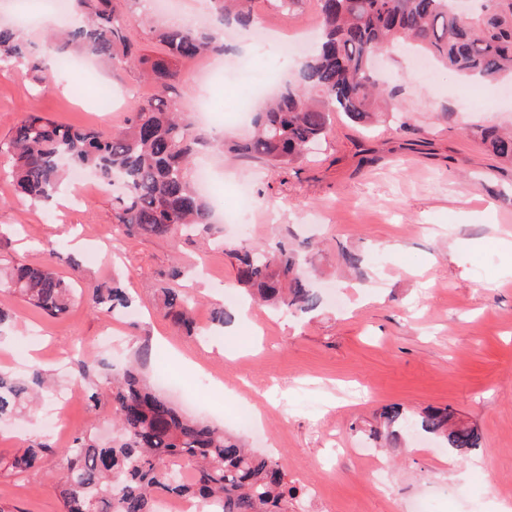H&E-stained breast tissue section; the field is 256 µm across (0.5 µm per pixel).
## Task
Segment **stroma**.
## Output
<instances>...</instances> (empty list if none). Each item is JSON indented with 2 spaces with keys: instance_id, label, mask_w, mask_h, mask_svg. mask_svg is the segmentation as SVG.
<instances>
[{
  "instance_id": "35a3bbf8",
  "label": "stroma",
  "mask_w": 512,
  "mask_h": 512,
  "mask_svg": "<svg viewBox=\"0 0 512 512\" xmlns=\"http://www.w3.org/2000/svg\"><path fill=\"white\" fill-rule=\"evenodd\" d=\"M257 25L228 28L224 56L181 62L184 106L195 127L208 129L204 110H223L224 139L244 141L258 111L247 87L268 68L291 78L300 56L280 43L309 47L319 26L317 0H303L282 16L274 0H256ZM250 65L230 85L205 79L215 63ZM378 78L400 103L409 130L393 120L366 129L337 115L322 144L288 169L271 172L258 158L201 152L224 180L223 248L200 238L122 239L112 234V194L92 191L74 204L72 190L56 201L15 198L7 160L0 156V266L40 264L39 243L59 246L55 270L70 276L79 261L91 284L120 275L136 300L127 316L90 311L75 302L51 318L18 296L0 292V307L19 319L0 334V368L34 365L61 385L83 387L76 362L97 363L99 374L133 358L142 342L144 368L159 393L187 415L242 437L273 456L288 478L314 487L302 512H413L429 501L435 512H499L512 494V165L498 161L467 128L512 129V83L496 86L462 79L441 67L415 69L410 52L385 54ZM141 69L113 70L102 60L80 62L55 74L39 91L24 67L0 73V140L22 114L37 112L76 127L110 132L124 127L135 104L155 94ZM245 182L259 207L239 209L232 189ZM313 243L309 270L322 303L309 313L251 303L228 251L256 244ZM358 258L350 268L347 255ZM181 261L189 274L181 288L200 299L198 326L211 325L214 304L227 302L230 328L202 341L174 328L161 313L160 290ZM250 304L249 317L239 316ZM121 330L114 350L102 336ZM195 367H187L185 358ZM262 405V419L240 427V407ZM406 416L452 408L482 436L468 456L452 454L434 435L399 429L375 438L385 407ZM52 400L16 420L0 423V457L39 442L60 448L75 437H112V404L89 409L76 396L63 432L52 431ZM62 459H44L35 474H0V512H63L58 477Z\"/></svg>"
}]
</instances>
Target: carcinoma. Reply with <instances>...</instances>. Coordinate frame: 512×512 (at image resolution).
Instances as JSON below:
<instances>
[{"mask_svg":"<svg viewBox=\"0 0 512 512\" xmlns=\"http://www.w3.org/2000/svg\"><path fill=\"white\" fill-rule=\"evenodd\" d=\"M455 0H319L320 43L301 65L297 79L282 85L254 118V135L229 145L221 138L192 132L173 63L227 50L219 30L249 25L255 0H211L213 27H161L157 39L165 57L145 72L161 92L133 106L125 126L113 133L86 131L39 113L16 121L11 137L0 143L18 195L33 203L50 200L64 181L65 166L96 172L105 186L123 185L115 196L112 219L127 237L175 239L203 235L223 238L208 200L192 177L193 158L202 148L262 159L286 167L324 138L332 115L343 112L354 123L371 126L388 111L373 73L374 58L391 47L414 44L434 62L461 77L495 84L512 78V0H478L464 17ZM78 22L68 30L48 27L39 56L30 57L26 40L0 26V71L25 64L47 87L46 71L74 53L106 60L113 67L143 64L131 50L124 14L112 0H72ZM473 136L497 158L512 162V133L477 126ZM239 281L263 302L301 312L316 309L321 298L310 287L298 252L279 242L272 247L235 250ZM42 264H17L0 272V288L19 295L31 308L56 318L75 300L73 283L80 264L66 279L52 266L58 256L46 250ZM93 310L112 314L133 308L135 300L121 281L87 288L81 295ZM165 316L187 335L197 334L195 300L179 288L161 289ZM112 399L116 435L109 444L77 437L61 449L64 471L60 496L64 512H154L155 499L166 495L203 502L217 501L219 512H289L301 490L291 485L278 461L256 455L243 442L200 420L190 418L156 393L135 366L105 377ZM44 388L42 372L0 370V423L21 415ZM452 412L430 409L420 416V429L440 436L460 456L480 445V434L453 423ZM56 453L38 443L0 467L17 474ZM193 466L191 479L177 472Z\"/></svg>","mask_w":512,"mask_h":512,"instance_id":"1","label":"carcinoma"}]
</instances>
